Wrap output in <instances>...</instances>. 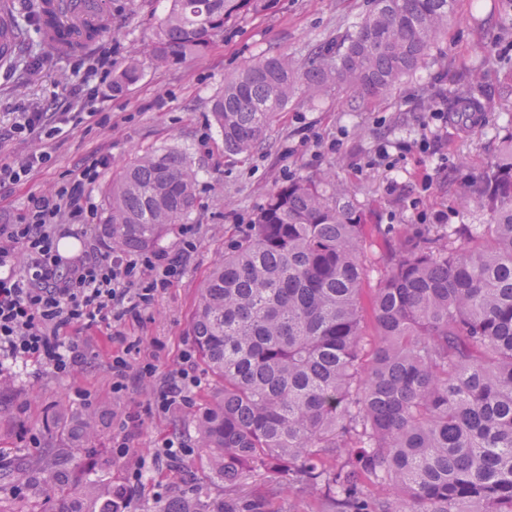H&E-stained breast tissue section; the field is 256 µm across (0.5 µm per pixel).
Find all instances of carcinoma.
<instances>
[{
	"label": "carcinoma",
	"instance_id": "obj_1",
	"mask_svg": "<svg viewBox=\"0 0 512 512\" xmlns=\"http://www.w3.org/2000/svg\"><path fill=\"white\" fill-rule=\"evenodd\" d=\"M273 0H169L149 42L112 76L121 91L141 77L140 57L168 67L206 51L241 13ZM455 16V0H373V7L320 49L305 69L283 55L244 68L212 99L224 153L249 155L298 94L316 99L345 87L385 96L425 62ZM470 88L448 111L484 108ZM197 171L178 149L147 152L107 188L103 237L143 251L196 204ZM490 221L416 234L389 246L372 286L375 328L363 357L366 219L328 178L274 190L252 232L202 282L190 336L212 380L194 419L195 445L212 481L256 476L320 490L339 512H393L367 503L363 478L394 485L400 512H512V143L467 186ZM57 423L93 444L96 415L61 402ZM60 438L10 476L57 494L74 512L81 492L92 512H115L112 490L92 477L112 460L65 466ZM355 448L338 468L321 456ZM158 512H266L260 498L214 503L171 495Z\"/></svg>",
	"mask_w": 512,
	"mask_h": 512
}]
</instances>
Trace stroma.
I'll return each mask as SVG.
<instances>
[{
  "label": "stroma",
  "mask_w": 512,
  "mask_h": 512,
  "mask_svg": "<svg viewBox=\"0 0 512 512\" xmlns=\"http://www.w3.org/2000/svg\"><path fill=\"white\" fill-rule=\"evenodd\" d=\"M15 19L29 28L27 39L10 63L0 66V159L24 152L26 143L8 138L18 112L50 111L53 99H67L93 62L95 47L67 56L53 54L29 23L38 0H14ZM167 0H110L112 28L103 35L111 44L112 69L122 70L136 46L150 40ZM370 8L369 0H274L260 14L239 15L216 35L202 55L182 64L159 68L142 62L140 80L121 92L101 84L96 111L107 115L102 125L79 126L46 141L50 167L26 181L0 186V224L22 223L30 196L57 189L95 158L108 154L112 164L85 194L95 218L78 240L81 249L102 246L106 217L105 191L112 177L136 156L171 148L188 153L198 171V207L187 224L174 225L158 249L177 253L186 235L197 248L183 274L163 290L140 320H126L122 331L133 343V363L154 361L155 380L164 382L176 367L185 344L202 280L224 250L247 237L253 219L272 190L294 180L330 175L365 214L368 224L390 227L393 235L414 233L422 223L444 215L449 224H483L487 217L464 191L496 162L512 137V14L499 0H456V17L432 45L422 67L383 98L363 100L350 90L335 88L310 102L297 97L270 127L266 143L249 157L225 155L212 124L211 100L225 81L247 65L270 55H283L307 67L317 47L344 34ZM492 90L484 121L463 130L441 128L428 153H406L395 171L373 165L379 143L419 139L427 110L434 101L454 98L470 85ZM339 150H331L332 142ZM83 361L68 376L31 362L11 390L0 395V465L36 455L51 438L50 411L64 401L82 409L77 391L89 392L100 420L101 435L89 453L109 454L118 422L127 412L143 410L147 394L138 383L113 396L109 357L113 349L106 328L78 333ZM192 415L174 413L145 418L132 434L125 457L113 458L108 485H117L134 469L138 458L164 438L191 441ZM38 445H31L30 436ZM190 490H204L212 500L263 498L270 512H337L327 497L306 487L288 489L267 477L224 487L212 484L198 455L180 462Z\"/></svg>",
  "instance_id": "35a3bbf8"
}]
</instances>
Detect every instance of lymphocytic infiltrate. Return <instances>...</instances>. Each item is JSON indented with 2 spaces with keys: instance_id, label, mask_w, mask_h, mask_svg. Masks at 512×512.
Segmentation results:
<instances>
[{
  "instance_id": "lymphocytic-infiltrate-1",
  "label": "lymphocytic infiltrate",
  "mask_w": 512,
  "mask_h": 512,
  "mask_svg": "<svg viewBox=\"0 0 512 512\" xmlns=\"http://www.w3.org/2000/svg\"><path fill=\"white\" fill-rule=\"evenodd\" d=\"M75 104L56 114L54 125H47L41 112H24L16 121L15 134L54 138L92 121L97 98L96 87L87 85ZM111 159L102 155L85 166L70 184L54 193L30 197L27 214L20 224H0V382L13 381L16 368L28 360L48 366L55 374H72L81 362L78 344L67 336V329L111 328V341L118 348L112 354V392L127 388L130 362L124 336L115 322L124 317L141 318L156 295L178 278L184 263L197 248L193 237H185L177 256L157 252L137 258L118 250L63 260L58 252L60 239L79 236L92 214L84 194ZM161 267V277L140 283L139 268ZM196 351L187 347L171 381L154 392L151 410L169 414L187 411L196 405L201 378L192 368ZM191 449L179 438L166 439L161 448L142 459L124 484L113 487L112 500L118 512H125L132 494L146 469L159 460L190 455Z\"/></svg>"
}]
</instances>
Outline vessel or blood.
<instances>
[{"instance_id":"b4317fda","label":"vessel or blood","mask_w":512,"mask_h":512,"mask_svg":"<svg viewBox=\"0 0 512 512\" xmlns=\"http://www.w3.org/2000/svg\"><path fill=\"white\" fill-rule=\"evenodd\" d=\"M71 7L60 10L58 0H41L40 7L57 15L56 27L44 30L42 37L62 53L70 52L72 43L79 38L80 32L94 25L110 28L111 16L101 6V0H69ZM18 48L16 21L12 10L0 5V63L7 62Z\"/></svg>"}]
</instances>
